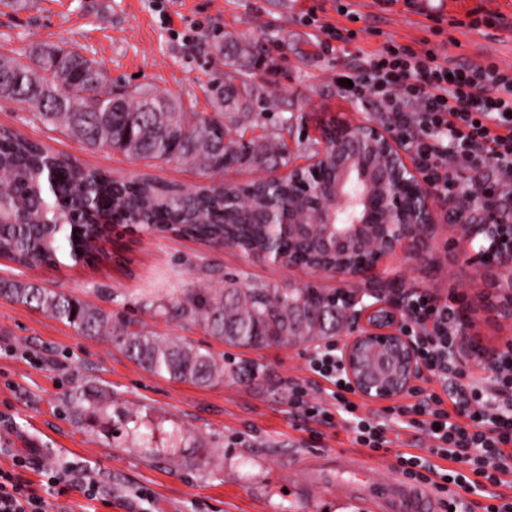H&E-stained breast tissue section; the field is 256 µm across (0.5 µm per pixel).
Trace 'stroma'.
Returning a JSON list of instances; mask_svg holds the SVG:
<instances>
[{
  "instance_id": "1",
  "label": "stroma",
  "mask_w": 512,
  "mask_h": 512,
  "mask_svg": "<svg viewBox=\"0 0 512 512\" xmlns=\"http://www.w3.org/2000/svg\"><path fill=\"white\" fill-rule=\"evenodd\" d=\"M346 29L323 47L304 16ZM431 48L449 66L492 62L512 71V0H20L0 5V48L18 53L63 43L100 62L113 84L167 91L197 112L213 109L224 80V50L260 47L242 59L261 92V112L240 127L244 140L284 141L291 164L319 148L327 121L378 122L371 97L338 87L337 71L360 64L387 41ZM289 119L282 130L281 119ZM0 126L42 143L50 152L115 176H147L191 189L206 183L198 170L170 162L135 160L89 148L34 121L0 99ZM426 260L396 252L372 274L382 288L426 292L438 300L458 293L477 316L467 333L491 349L512 342V327L483 310L482 270L448 244L446 220L435 227ZM102 263L62 255L53 267L22 266L0 257V278L35 282L139 327L210 352L224 377L206 387L157 376L131 360L108 336H85L48 313L0 297V468L39 449V463L18 470L39 493L46 469L90 467L96 497L73 490L56 500L59 512H373L363 497L327 485L306 490L303 457L349 452L369 473L394 465L395 454L426 455L420 431L392 432L390 452L353 444L351 433L312 424L288 403V386L313 385L310 344L234 347L191 319L152 311L148 302L174 305L184 295L222 286L306 284L330 292L335 275L290 268L239 250L143 228L114 225ZM98 391L97 408L75 411L77 391Z\"/></svg>"
}]
</instances>
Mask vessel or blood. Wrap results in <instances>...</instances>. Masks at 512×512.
<instances>
[{
	"label": "vessel or blood",
	"mask_w": 512,
	"mask_h": 512,
	"mask_svg": "<svg viewBox=\"0 0 512 512\" xmlns=\"http://www.w3.org/2000/svg\"><path fill=\"white\" fill-rule=\"evenodd\" d=\"M364 468L362 459L348 454L337 455L332 467L317 460L307 466L311 485L335 481L345 495L369 497L376 512H438L432 487L407 483L391 470L368 483L361 478Z\"/></svg>",
	"instance_id": "vessel-or-blood-1"
}]
</instances>
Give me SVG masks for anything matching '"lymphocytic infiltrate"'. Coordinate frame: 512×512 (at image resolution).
Here are the masks:
<instances>
[{
	"instance_id": "f902f5d3",
	"label": "lymphocytic infiltrate",
	"mask_w": 512,
	"mask_h": 512,
	"mask_svg": "<svg viewBox=\"0 0 512 512\" xmlns=\"http://www.w3.org/2000/svg\"><path fill=\"white\" fill-rule=\"evenodd\" d=\"M350 79L354 97L372 94L391 126L416 132V152L429 183L443 195L467 194L458 179L480 165L496 173L484 185L485 200L512 196V75L495 65L449 67L435 51L396 44L368 55ZM460 294L438 302L411 294L406 333L440 392H416L414 401L363 417L348 398L351 390L336 346L314 350L307 368L324 381L322 399L292 386L289 403L323 427L342 426L357 444L388 450L394 427L413 428L431 439L428 455L399 452L401 474L418 484L454 487L448 512H512V344L498 357L491 382L474 378L455 360L460 332ZM0 512H56L49 499L30 493L12 472L0 469Z\"/></svg>"
}]
</instances>
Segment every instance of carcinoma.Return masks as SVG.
<instances>
[{"mask_svg":"<svg viewBox=\"0 0 512 512\" xmlns=\"http://www.w3.org/2000/svg\"><path fill=\"white\" fill-rule=\"evenodd\" d=\"M245 55H253V47L238 48L229 60L234 72L217 89L225 108L215 112H188L163 91H114L97 61L55 43L26 56L0 52L1 60L12 63L10 77L0 71V98L89 147L183 163L211 178L246 162L263 166L278 158L286 166L284 142H244L232 135L250 119L256 91L250 75L237 68V58ZM291 192L285 177L267 194L286 204ZM267 194L254 182L213 181L184 190L146 177L119 180L0 127V255L24 266H55L62 254L78 251L91 262L107 257L104 219L258 256L271 241V229L258 216ZM0 296L41 309L83 334L113 338L152 374L199 385L224 378V364L211 354L134 330L125 317L63 292L0 279ZM176 311L236 347L309 343L336 334L340 325L334 294L314 286L243 288L234 278L186 298Z\"/></svg>","mask_w":512,"mask_h":512,"instance_id":"carcinoma-1","label":"carcinoma"}]
</instances>
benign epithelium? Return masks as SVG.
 I'll use <instances>...</instances> for the list:
<instances>
[{
    "mask_svg": "<svg viewBox=\"0 0 512 512\" xmlns=\"http://www.w3.org/2000/svg\"><path fill=\"white\" fill-rule=\"evenodd\" d=\"M332 148L336 186L325 176L326 154L320 151L306 164L291 169L297 174L300 196L306 206L323 216V244L336 250L334 266L311 270L333 274L343 281L368 274L399 249L423 257L433 248L436 212L443 210L456 222L453 245H469L479 236L492 235L490 224H460L463 211L453 197L437 195L408 160L401 139L392 131L370 122H336V137L323 138ZM290 202L262 210L263 222L275 235L306 244L305 225ZM492 288L496 310L512 323V253L495 260ZM341 312L348 333L341 342V365L356 392L369 401L395 400L414 387L424 373L419 352L402 329L405 311L400 291L372 293L375 302H363L361 289H341ZM464 365L476 358L484 368H496L497 353L466 341L457 348Z\"/></svg>",
    "mask_w": 512,
    "mask_h": 512,
    "instance_id": "1",
    "label": "benign epithelium"
}]
</instances>
